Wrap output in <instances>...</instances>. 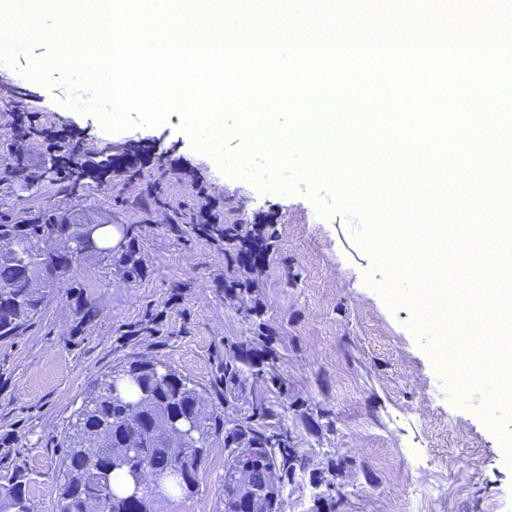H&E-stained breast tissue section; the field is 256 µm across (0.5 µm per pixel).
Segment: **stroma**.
Wrapping results in <instances>:
<instances>
[{"label": "stroma", "instance_id": "35a3bbf8", "mask_svg": "<svg viewBox=\"0 0 512 512\" xmlns=\"http://www.w3.org/2000/svg\"><path fill=\"white\" fill-rule=\"evenodd\" d=\"M10 99L139 174L97 172L79 198L55 184L0 182V218L51 211L123 231L117 249L56 281L29 328L0 339V486L23 476L32 512H55L72 413L103 373L143 356L190 379L219 419L193 493L159 512H224L225 432L246 417L287 434L304 463L276 482L282 512H416L425 491L427 512H512V463L501 453L512 421L485 420L486 388L461 402L445 394L415 308L387 300L385 275L344 212L321 214L302 188L272 193L227 174L194 148L179 112L113 132L69 104L62 84L0 63V101ZM199 179L220 224L273 225L262 266L233 261L223 239L193 230ZM233 280L247 290L227 291Z\"/></svg>", "mask_w": 512, "mask_h": 512}]
</instances>
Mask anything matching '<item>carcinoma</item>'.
I'll return each instance as SVG.
<instances>
[{"label":"carcinoma","instance_id":"1","mask_svg":"<svg viewBox=\"0 0 512 512\" xmlns=\"http://www.w3.org/2000/svg\"><path fill=\"white\" fill-rule=\"evenodd\" d=\"M85 249L83 225L54 215L33 222L0 219V338L28 328L42 310L45 289ZM151 359H133L97 381L65 429V456L56 512H157L149 488L129 497L130 470L146 464L168 478L167 496L195 488L212 437L213 415L189 379L161 375ZM195 415L193 434L175 442L172 419ZM180 470H173L175 462ZM0 512H31L19 476L0 487Z\"/></svg>","mask_w":512,"mask_h":512}]
</instances>
